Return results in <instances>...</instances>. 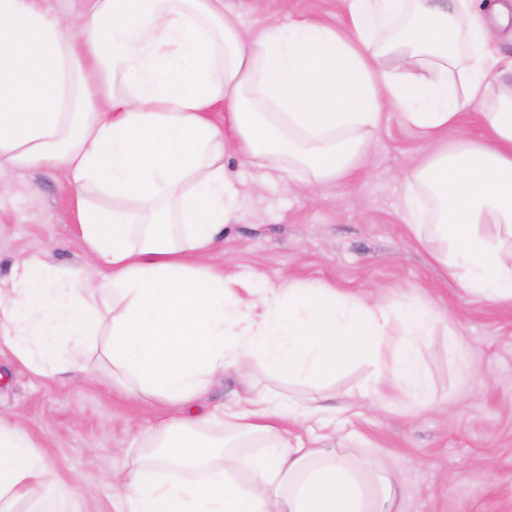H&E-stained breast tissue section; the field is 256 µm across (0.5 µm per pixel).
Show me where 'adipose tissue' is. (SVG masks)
Returning <instances> with one entry per match:
<instances>
[{"mask_svg":"<svg viewBox=\"0 0 512 512\" xmlns=\"http://www.w3.org/2000/svg\"><path fill=\"white\" fill-rule=\"evenodd\" d=\"M345 5V30L273 17L248 41L224 0H88L69 19L40 0H0V173L55 168L119 201L79 199L85 267L16 259L0 343L35 375L96 368L127 396L181 410L137 427L140 447L112 475L118 512H402V471L334 446L344 418L326 394L249 380L260 366L318 386L363 362L372 374L355 408L379 404L389 385L429 402L422 352L439 315L299 278L227 287L208 264L239 218L227 141L253 192L272 166L286 183L309 170L312 187L353 168L368 129L396 110L430 138L402 183L409 230L468 294L512 301V57L493 48L512 12L491 23L476 0ZM219 104L222 128L205 117ZM476 106L489 143L456 140ZM229 370L246 390L200 410ZM46 470L0 417V512Z\"/></svg>","mask_w":512,"mask_h":512,"instance_id":"ef3b65f1","label":"adipose tissue"}]
</instances>
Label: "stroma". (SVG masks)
<instances>
[{
	"label": "stroma",
	"instance_id": "obj_1",
	"mask_svg": "<svg viewBox=\"0 0 512 512\" xmlns=\"http://www.w3.org/2000/svg\"><path fill=\"white\" fill-rule=\"evenodd\" d=\"M252 35L269 16L287 11L340 29L342 0H224ZM362 160L336 180L305 189L270 180L244 192L241 217L224 227L210 254L226 278H291L329 283L386 303L431 305L441 321L423 363L436 401L447 413L416 405L387 388L382 412L338 428L336 444L374 453L404 472V512H512V301L467 294L416 242L401 214L402 180L424 158L427 142L387 109L367 134ZM40 252L51 266L79 267L84 247L76 192L53 169L0 175V287L17 256ZM456 348H449V339ZM470 367L460 371L458 357ZM154 400L132 399L104 375L48 380L0 349V416L30 437L48 468L13 512H36L46 488L82 492L80 512H115L112 473L128 460L131 425L176 415Z\"/></svg>",
	"mask_w": 512,
	"mask_h": 512
}]
</instances>
